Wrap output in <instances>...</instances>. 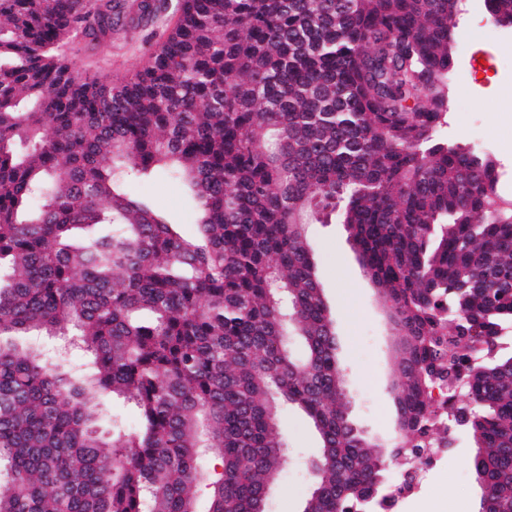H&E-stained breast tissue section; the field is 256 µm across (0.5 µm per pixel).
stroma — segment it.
I'll return each mask as SVG.
<instances>
[{
	"label": "stroma",
	"instance_id": "1",
	"mask_svg": "<svg viewBox=\"0 0 512 512\" xmlns=\"http://www.w3.org/2000/svg\"><path fill=\"white\" fill-rule=\"evenodd\" d=\"M118 2L104 44L82 36L64 48L83 74L115 85L149 65L153 51L180 19L173 0L147 17L140 16L138 0ZM449 88L444 135L449 143L485 154L499 176L498 191L512 194V112L501 109L503 94L512 88V29L495 31L483 0H460ZM132 191L168 215L185 235L196 234L195 212L180 182L159 174L133 184ZM310 238L319 280L336 321L338 353L351 397L350 416L365 435L390 449L398 433L393 390L396 336L343 226L312 225ZM280 427L293 463L273 482L266 510L303 512L312 476L301 462L316 456L318 437L307 418L294 409L282 411ZM476 451L472 433L457 429L448 439L447 450L414 493L397 501L394 512H479L482 489L470 465Z\"/></svg>",
	"mask_w": 512,
	"mask_h": 512
}]
</instances>
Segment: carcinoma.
Wrapping results in <instances>:
<instances>
[{
	"label": "carcinoma",
	"mask_w": 512,
	"mask_h": 512,
	"mask_svg": "<svg viewBox=\"0 0 512 512\" xmlns=\"http://www.w3.org/2000/svg\"><path fill=\"white\" fill-rule=\"evenodd\" d=\"M489 22L512 0H484ZM124 85L59 53L112 29V2L0 0V338L45 332L62 371L0 343V512H264L283 404L320 439L303 512H374L388 484L354 428L309 228L344 225L402 346L406 440L430 389L477 442L479 512H512V208L448 125L457 0H179ZM184 183L199 234L128 186ZM299 338L303 352L291 350ZM95 391L134 404L105 419ZM207 456L222 471L201 468ZM458 396V391L448 392V387L440 385L434 386L432 390L433 405L438 410L440 425L443 428H448V404H451L454 411L462 404ZM112 413V417L127 426H133L138 420L136 407L119 396H111L105 403Z\"/></svg>",
	"instance_id": "1"
}]
</instances>
